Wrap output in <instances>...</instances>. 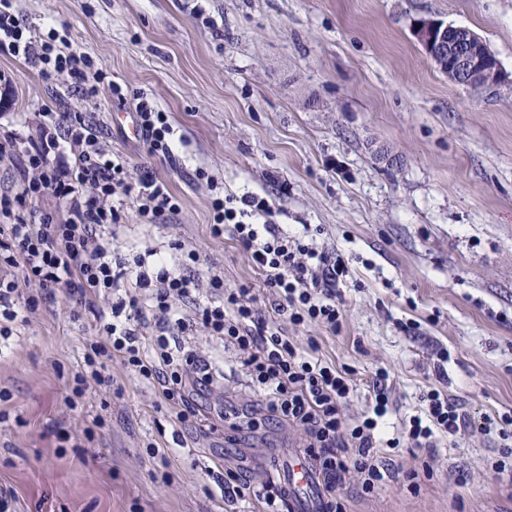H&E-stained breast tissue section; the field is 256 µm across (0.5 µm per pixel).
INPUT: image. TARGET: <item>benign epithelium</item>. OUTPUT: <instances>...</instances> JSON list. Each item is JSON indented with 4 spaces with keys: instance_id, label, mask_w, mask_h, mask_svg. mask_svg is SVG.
I'll return each instance as SVG.
<instances>
[{
    "instance_id": "7a95c632",
    "label": "benign epithelium",
    "mask_w": 512,
    "mask_h": 512,
    "mask_svg": "<svg viewBox=\"0 0 512 512\" xmlns=\"http://www.w3.org/2000/svg\"><path fill=\"white\" fill-rule=\"evenodd\" d=\"M414 35L434 65L458 85L492 89L505 80L498 58L476 33L434 19L417 23Z\"/></svg>"
}]
</instances>
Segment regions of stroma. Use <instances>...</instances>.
<instances>
[{
    "instance_id": "1",
    "label": "stroma",
    "mask_w": 512,
    "mask_h": 512,
    "mask_svg": "<svg viewBox=\"0 0 512 512\" xmlns=\"http://www.w3.org/2000/svg\"><path fill=\"white\" fill-rule=\"evenodd\" d=\"M31 35L55 27L121 87L80 103L45 84L37 67L0 56L13 89L0 114L38 138L44 105L90 113L129 178L151 170L179 199L173 220L147 224L132 204L112 246L195 250L201 280L259 284L246 254L209 233L206 170L224 192L267 196L292 234L348 260L344 321L332 334L288 326L297 342L354 372L348 414L386 367L395 407L407 412L433 390L475 420L512 412V82L471 89L449 82L414 36L431 18L473 30L512 75V0H14ZM144 95L167 112L174 157L150 156L128 122ZM0 349V485L18 512H223V466L257 478L288 475L294 429L272 426L208 436L175 425L161 392L119 361L78 407L66 401L91 314L74 315L64 291L40 304ZM446 368H439L440 351ZM223 358L233 364L234 348ZM242 370L204 404L252 400ZM103 419L94 440L84 430ZM497 444L480 432L435 453L391 450L384 490L349 492L346 512H512V482L488 464Z\"/></svg>"
}]
</instances>
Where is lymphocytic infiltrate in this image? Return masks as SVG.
<instances>
[{"instance_id": "obj_1", "label": "lymphocytic infiltrate", "mask_w": 512, "mask_h": 512, "mask_svg": "<svg viewBox=\"0 0 512 512\" xmlns=\"http://www.w3.org/2000/svg\"><path fill=\"white\" fill-rule=\"evenodd\" d=\"M0 55L33 61L44 82L67 81L85 101L97 100L107 79L91 57L74 50L56 29L26 35L12 0H0ZM134 117L149 153L172 158L173 128L166 112L142 96ZM39 127V138L28 142L0 128V159L22 158L17 190L0 194V270L21 269L23 280L38 286L37 293L27 294L18 282L0 278V339L12 336L13 323L27 322L40 299L66 289L76 310L88 312L99 325L73 376L75 397L102 383L106 362L116 359L139 382L160 389L172 401L178 423L193 419L199 430L210 429L203 408L188 391L213 385L216 358L179 341L190 328L202 327L241 352L240 363L259 402L255 409L225 406L224 421L252 430L267 423L297 430L320 476L324 512H345L342 489L348 472L358 474L365 494L390 480L388 468L377 460L378 449L408 444L432 452L442 437L457 439L473 428L463 404L436 391L428 394L420 413L403 419L396 436L385 437L382 425L394 404L384 368L369 382L367 412L345 415L357 389L351 370L325 359L315 338L297 343L284 326L339 332L348 266L340 255L284 232L266 197L248 192L211 198L210 233L230 236L248 255L262 286L276 296L269 313L253 286L228 288L214 274L208 291H201L198 277L171 269L155 248L131 245L126 257L113 256L102 232L123 219L115 196L131 199L138 215L151 223L174 219L180 212L178 198L148 170L126 181L123 160L104 147L86 113L47 108L39 114ZM49 196L55 209L42 206ZM106 295L112 299L107 314L98 306L99 297ZM218 488L221 499L231 504L255 499L262 512L291 509L284 486L270 480L254 486L240 470L225 469Z\"/></svg>"}]
</instances>
